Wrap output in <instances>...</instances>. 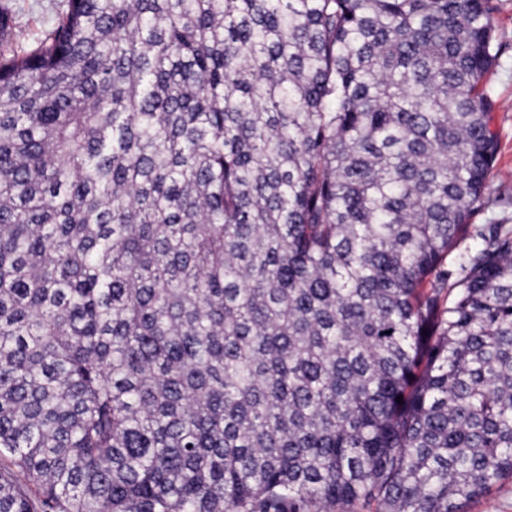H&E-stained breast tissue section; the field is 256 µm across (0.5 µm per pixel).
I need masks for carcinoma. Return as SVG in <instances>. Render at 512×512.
I'll return each mask as SVG.
<instances>
[{
    "label": "carcinoma",
    "instance_id": "1",
    "mask_svg": "<svg viewBox=\"0 0 512 512\" xmlns=\"http://www.w3.org/2000/svg\"><path fill=\"white\" fill-rule=\"evenodd\" d=\"M496 42L489 0H66L0 54V512L512 478V228L443 269Z\"/></svg>",
    "mask_w": 512,
    "mask_h": 512
}]
</instances>
